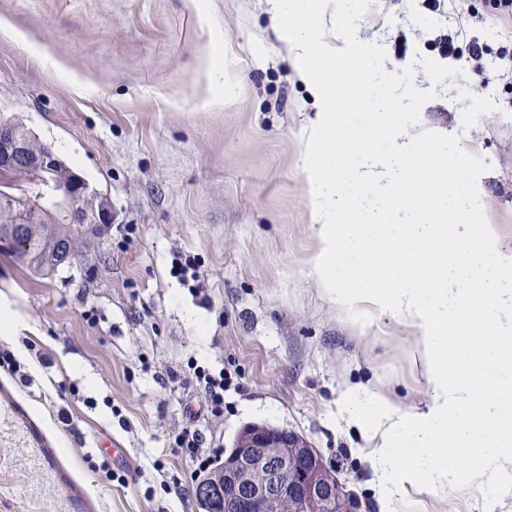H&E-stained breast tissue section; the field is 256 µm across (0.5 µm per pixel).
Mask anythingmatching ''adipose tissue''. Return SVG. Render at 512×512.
Returning <instances> with one entry per match:
<instances>
[{"label":"adipose tissue","instance_id":"obj_1","mask_svg":"<svg viewBox=\"0 0 512 512\" xmlns=\"http://www.w3.org/2000/svg\"><path fill=\"white\" fill-rule=\"evenodd\" d=\"M296 76L319 112L308 128L303 173L319 251L312 276L328 295L369 302L413 328L414 354L428 384L424 410L399 412L376 394L346 399L351 419L380 435L379 481L388 497L407 484L441 489L462 480L492 483L512 495V427L495 422L493 385L475 379L482 367L512 366V250L481 220L483 201L422 206L417 224H390L382 238L352 223L353 196L344 180L379 178L371 128L341 118L362 89L367 48L328 36L319 20L332 0H267ZM496 260L493 275L473 260ZM495 316H483L485 305Z\"/></svg>","mask_w":512,"mask_h":512}]
</instances>
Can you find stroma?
Instances as JSON below:
<instances>
[{
  "instance_id": "1",
  "label": "stroma",
  "mask_w": 512,
  "mask_h": 512,
  "mask_svg": "<svg viewBox=\"0 0 512 512\" xmlns=\"http://www.w3.org/2000/svg\"><path fill=\"white\" fill-rule=\"evenodd\" d=\"M467 27L458 58L449 8ZM0 118L51 146L115 219L40 276L0 251V303L23 326L0 337V512H201L198 472L175 444L187 425L224 449L250 422L304 434L373 512H512L481 484L380 498L372 440L342 399L362 386L401 410L428 386L412 329L363 303L326 298L311 277L319 240L302 175L316 117L266 0H0ZM333 26L386 51L460 68L419 130L457 136L489 169L483 221L512 248V17L490 0H362ZM484 47L469 57V41ZM220 43L235 100L211 109L205 58ZM224 375L212 415L192 371ZM125 449L115 462L102 442Z\"/></svg>"
}]
</instances>
